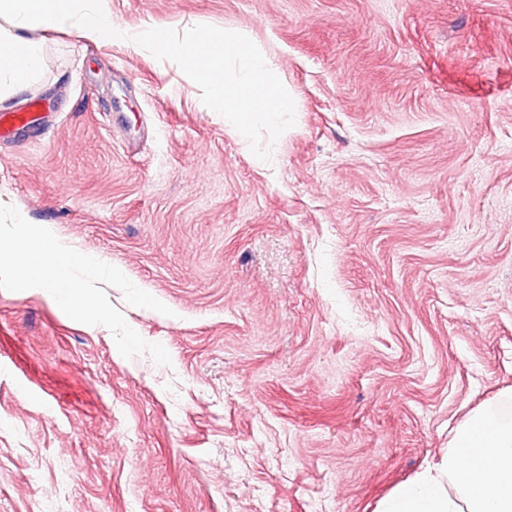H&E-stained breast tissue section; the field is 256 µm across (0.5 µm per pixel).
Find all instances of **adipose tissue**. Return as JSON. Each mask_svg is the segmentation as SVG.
I'll list each match as a JSON object with an SVG mask.
<instances>
[{
	"mask_svg": "<svg viewBox=\"0 0 512 512\" xmlns=\"http://www.w3.org/2000/svg\"><path fill=\"white\" fill-rule=\"evenodd\" d=\"M74 32L90 42L121 41L136 52L185 65L205 91L209 111L230 130L248 135L263 125L271 140L292 98L278 68L247 30L228 29L201 62L188 59L202 36L167 28L132 31L116 23L104 0H0V105L41 81L42 41L30 32ZM378 512H512V414L500 406L472 410L456 427L439 464L399 486Z\"/></svg>",
	"mask_w": 512,
	"mask_h": 512,
	"instance_id": "1",
	"label": "adipose tissue"
}]
</instances>
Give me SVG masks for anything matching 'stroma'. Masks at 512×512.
<instances>
[{
    "instance_id": "obj_1",
    "label": "stroma",
    "mask_w": 512,
    "mask_h": 512,
    "mask_svg": "<svg viewBox=\"0 0 512 512\" xmlns=\"http://www.w3.org/2000/svg\"><path fill=\"white\" fill-rule=\"evenodd\" d=\"M249 28L294 99L242 141L177 62L34 31L0 204L120 269L171 363L0 289V512H375L512 390V0H107Z\"/></svg>"
}]
</instances>
